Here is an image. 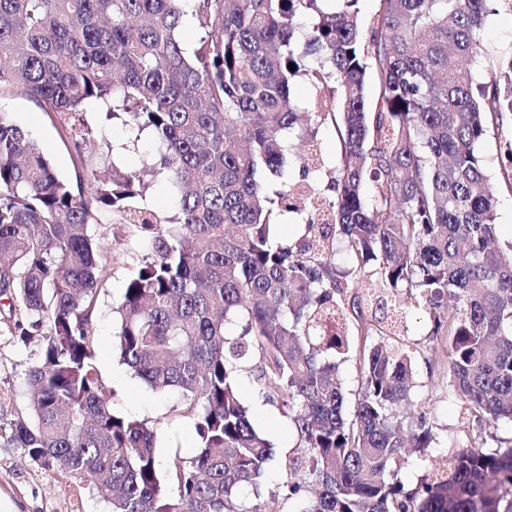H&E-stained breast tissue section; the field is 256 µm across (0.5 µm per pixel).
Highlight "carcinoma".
<instances>
[{"label":"carcinoma","instance_id":"carcinoma-1","mask_svg":"<svg viewBox=\"0 0 512 512\" xmlns=\"http://www.w3.org/2000/svg\"><path fill=\"white\" fill-rule=\"evenodd\" d=\"M358 0H0V93L64 116L81 163L63 179L0 116V299L22 341L26 415L3 421L37 468L101 496L107 512H512V445L472 441L413 487L412 448L435 440L411 406L416 349L407 313L424 312L467 425L512 421V243L497 246V196L512 191V55L475 88L462 67L485 17L512 0H380L368 30ZM198 33L183 42L185 21ZM295 65L291 71L288 65ZM377 101L366 96L367 72ZM325 94L307 108L293 85ZM162 145L142 167L100 175L85 105ZM340 161L319 188L317 129ZM497 133L496 180L478 147ZM302 180L270 190L290 142ZM167 177L178 204H145ZM306 214L300 235L275 227ZM112 213L147 243L113 307L120 361L151 390L176 391L196 446L168 468L154 429L114 412L97 369L95 309L109 255L88 232ZM353 255L336 265V237ZM376 340L354 349L350 320ZM356 360L352 415L338 378ZM293 424L282 480L264 490L272 445L252 423L239 376ZM252 501L240 500L243 487Z\"/></svg>","mask_w":512,"mask_h":512}]
</instances>
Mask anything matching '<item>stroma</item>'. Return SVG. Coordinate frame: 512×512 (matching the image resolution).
Returning a JSON list of instances; mask_svg holds the SVG:
<instances>
[{
  "instance_id": "35a3bbf8",
  "label": "stroma",
  "mask_w": 512,
  "mask_h": 512,
  "mask_svg": "<svg viewBox=\"0 0 512 512\" xmlns=\"http://www.w3.org/2000/svg\"><path fill=\"white\" fill-rule=\"evenodd\" d=\"M485 55L472 67L473 81H489L498 63L512 56V14L503 11L487 17L481 32ZM0 113L22 127L50 159L54 169L63 178H74L78 162L61 137L60 117L43 112L29 97L17 93L0 95ZM92 234H118L123 246L114 251L107 268L105 283L96 308V322L100 340L97 367L106 382L111 408L120 414L147 421L157 432L156 448L162 460H169L176 451L190 448L196 441L191 423H168L172 405L181 400L179 393L159 394L134 378L121 364L112 349L115 305L134 271L139 258L145 254L146 243L127 228L113 224L111 217L91 225ZM32 346L23 344L13 321L0 312V414L12 419L28 410L29 395L25 369L32 355ZM414 400L426 401L432 413L437 441L428 457L407 456L400 478L407 486H414L433 462L448 458L462 446L457 425L458 405L448 386L445 372H432L426 365H418ZM240 394L249 407L252 418L268 438L275 454L294 449L296 437L292 426L277 410L261 405L252 380L241 377ZM0 512H105V504L97 494H83L75 498L63 492L56 474L39 470L29 464L22 449L0 440Z\"/></svg>"
}]
</instances>
